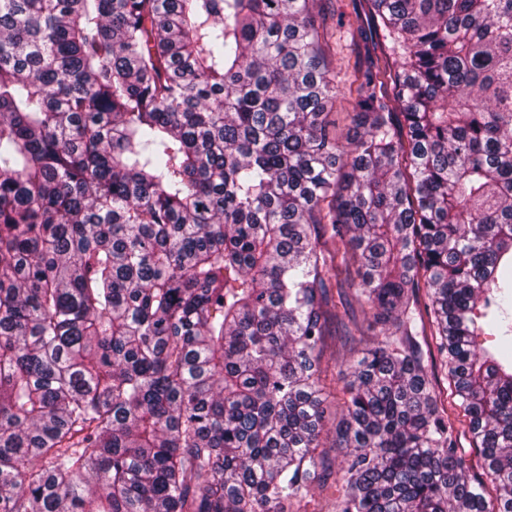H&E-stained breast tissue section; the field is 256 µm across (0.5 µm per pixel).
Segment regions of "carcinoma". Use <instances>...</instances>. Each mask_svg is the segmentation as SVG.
<instances>
[{"label": "carcinoma", "instance_id": "1", "mask_svg": "<svg viewBox=\"0 0 512 512\" xmlns=\"http://www.w3.org/2000/svg\"><path fill=\"white\" fill-rule=\"evenodd\" d=\"M350 2L342 140L316 0H0V512H293L333 288L335 512H512V0Z\"/></svg>", "mask_w": 512, "mask_h": 512}]
</instances>
